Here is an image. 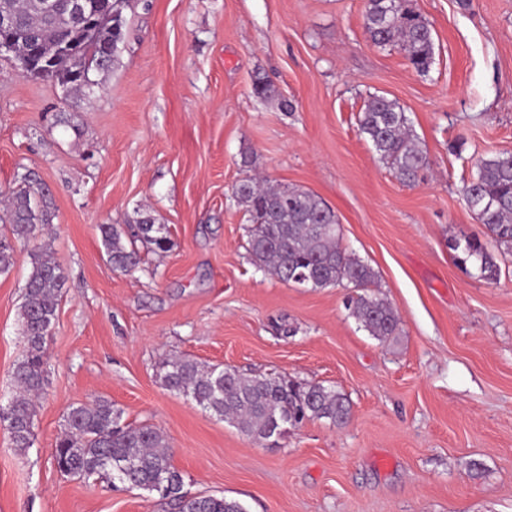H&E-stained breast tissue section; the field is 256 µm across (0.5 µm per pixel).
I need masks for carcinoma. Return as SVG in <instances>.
Instances as JSON below:
<instances>
[{
  "label": "carcinoma",
  "mask_w": 512,
  "mask_h": 512,
  "mask_svg": "<svg viewBox=\"0 0 512 512\" xmlns=\"http://www.w3.org/2000/svg\"><path fill=\"white\" fill-rule=\"evenodd\" d=\"M37 2L0 0V7H8L18 20L14 56L25 58L35 52L51 61L52 80L75 94L91 89L96 85L91 74L104 73L112 65L102 61V48L110 45L117 52L128 0H112V10L99 12L91 25L61 13L44 14ZM364 27L375 45L397 46L417 72L429 71L434 37L410 0H366ZM358 130L403 183H415L427 167V153L412 121L396 101L371 97L359 113ZM476 168L463 188V201L497 252L476 236L466 239L463 247L478 264L480 277L495 280L500 275L497 255H512V153L480 157ZM233 194L249 214L248 249L259 268L283 283L307 288H361L365 293L351 300L353 315L380 341L396 334L395 309L368 292L375 274L341 247L338 216L322 198L298 187L263 185L251 177L240 180ZM8 209L9 224L0 232V276L13 270L19 246L30 248V271L20 306L25 348L14 364L16 392L3 405L0 426L7 430L12 447L24 451L35 443L34 416L46 384V342L66 276L48 247L36 244L53 218L50 194L36 175L22 177L8 199ZM136 224L135 233L117 224L99 225L107 260L116 270H135L145 249L164 253L170 248L167 225L147 213ZM159 379L167 390L191 397L202 409L259 442L275 436L277 427L286 430L296 422L322 419L340 426L350 415L347 397L332 387L272 373L244 377L221 364L182 356L164 361ZM121 419V411L105 398L71 405L64 432L56 441L57 468L87 480L104 478L112 484L156 491L176 512H245L238 501L224 496L185 495L183 476L172 463L165 434L149 425L123 424Z\"/></svg>",
  "instance_id": "1"
}]
</instances>
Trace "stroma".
Instances as JSON below:
<instances>
[{
  "mask_svg": "<svg viewBox=\"0 0 512 512\" xmlns=\"http://www.w3.org/2000/svg\"><path fill=\"white\" fill-rule=\"evenodd\" d=\"M410 5L433 32L425 74L371 42L365 0H130L116 61L80 98L0 57V195L31 172L48 188L38 241L66 275L33 448L0 428V512H171L55 468L69 406L97 397L167 436L189 496L247 512H512V258L488 281L449 247L483 231L462 200L477 158L512 153V0ZM259 77L275 98L254 95ZM374 94L406 109L424 145L415 184L358 131ZM254 175L333 208L398 336H369L348 289L296 288L253 264L232 189ZM138 211L169 226L171 247L113 270L98 227ZM29 269L21 248L0 277V398L24 350ZM174 355L336 387L350 418L255 441L161 385Z\"/></svg>",
  "mask_w": 512,
  "mask_h": 512,
  "instance_id": "obj_1",
  "label": "stroma"
}]
</instances>
